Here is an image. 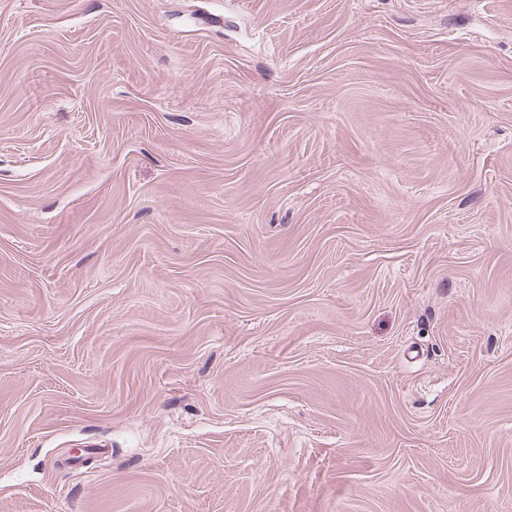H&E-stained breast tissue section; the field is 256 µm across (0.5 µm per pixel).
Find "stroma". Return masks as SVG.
Masks as SVG:
<instances>
[{"label": "stroma", "instance_id": "stroma-1", "mask_svg": "<svg viewBox=\"0 0 512 512\" xmlns=\"http://www.w3.org/2000/svg\"><path fill=\"white\" fill-rule=\"evenodd\" d=\"M0 512H512V0H0Z\"/></svg>", "mask_w": 512, "mask_h": 512}]
</instances>
